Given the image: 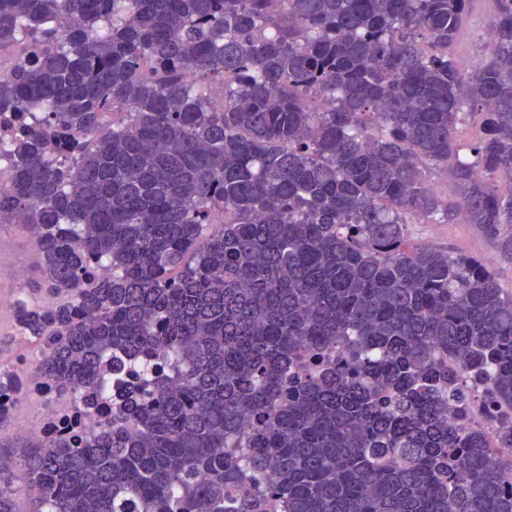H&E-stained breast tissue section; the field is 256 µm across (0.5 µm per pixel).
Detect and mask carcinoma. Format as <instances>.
I'll return each instance as SVG.
<instances>
[{"label": "carcinoma", "mask_w": 512, "mask_h": 512, "mask_svg": "<svg viewBox=\"0 0 512 512\" xmlns=\"http://www.w3.org/2000/svg\"><path fill=\"white\" fill-rule=\"evenodd\" d=\"M473 2L0 0V114L25 119L0 216L37 233L30 290L68 296L19 307L42 374L94 404L106 354L172 359L94 441L24 453L31 512H512V430L446 420L467 398L434 357L512 407V293L409 238L438 214L512 259V192L477 176H512V0L464 73ZM450 158L453 199L425 180ZM342 344L351 368L291 371ZM14 479L0 459V512Z\"/></svg>", "instance_id": "carcinoma-1"}]
</instances>
